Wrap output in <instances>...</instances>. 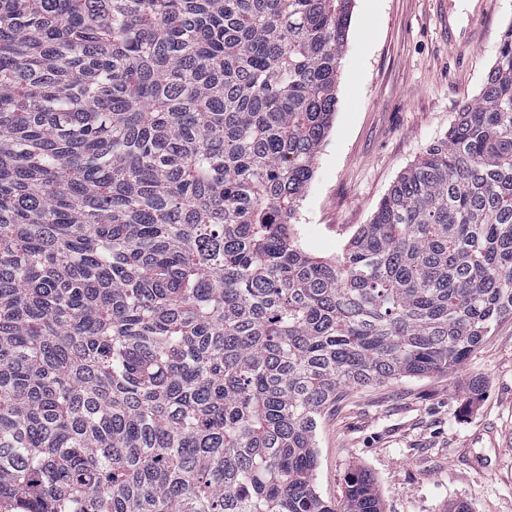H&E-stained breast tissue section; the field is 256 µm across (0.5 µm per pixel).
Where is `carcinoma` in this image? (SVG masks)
<instances>
[{"mask_svg":"<svg viewBox=\"0 0 512 512\" xmlns=\"http://www.w3.org/2000/svg\"><path fill=\"white\" fill-rule=\"evenodd\" d=\"M352 3L0 0V512H383L358 467L319 495L318 419L512 319V25L323 258Z\"/></svg>","mask_w":512,"mask_h":512,"instance_id":"carcinoma-1","label":"carcinoma"}]
</instances>
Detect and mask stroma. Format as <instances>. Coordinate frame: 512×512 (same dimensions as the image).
I'll use <instances>...</instances> for the list:
<instances>
[{
    "label": "stroma",
    "mask_w": 512,
    "mask_h": 512,
    "mask_svg": "<svg viewBox=\"0 0 512 512\" xmlns=\"http://www.w3.org/2000/svg\"><path fill=\"white\" fill-rule=\"evenodd\" d=\"M512 0H493L482 42L448 46L436 0H353L332 127L294 229L318 257L336 256L398 176L476 101ZM485 398L465 404L471 377ZM316 489L339 499L349 469L374 478L384 512H512V319L453 373L349 390L317 428Z\"/></svg>",
    "instance_id": "stroma-1"
}]
</instances>
